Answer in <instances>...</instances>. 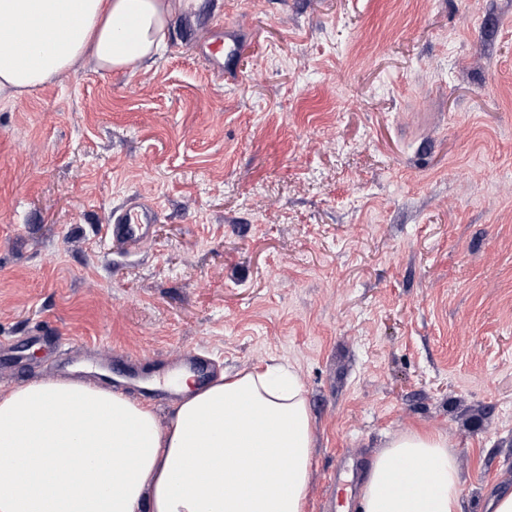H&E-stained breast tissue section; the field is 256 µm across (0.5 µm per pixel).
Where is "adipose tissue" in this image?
<instances>
[{"mask_svg":"<svg viewBox=\"0 0 512 512\" xmlns=\"http://www.w3.org/2000/svg\"><path fill=\"white\" fill-rule=\"evenodd\" d=\"M182 0H0V94L16 99L89 61L133 73L166 47ZM174 420L97 384L37 380L0 394V512H305L314 450L292 370L185 373ZM409 467L414 486L392 481ZM457 455L441 433L392 436L372 460L363 512H461Z\"/></svg>","mask_w":512,"mask_h":512,"instance_id":"adipose-tissue-1","label":"adipose tissue"}]
</instances>
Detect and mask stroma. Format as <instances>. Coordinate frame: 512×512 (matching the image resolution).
<instances>
[{
    "instance_id": "obj_1",
    "label": "stroma",
    "mask_w": 512,
    "mask_h": 512,
    "mask_svg": "<svg viewBox=\"0 0 512 512\" xmlns=\"http://www.w3.org/2000/svg\"><path fill=\"white\" fill-rule=\"evenodd\" d=\"M219 19L231 75L199 51ZM133 195L162 216L127 256L104 226ZM1 337L0 393L89 380L163 426L148 381L190 352L292 366L306 512L410 430L447 435L461 512H488L512 493V0H191L151 67L0 98Z\"/></svg>"
}]
</instances>
